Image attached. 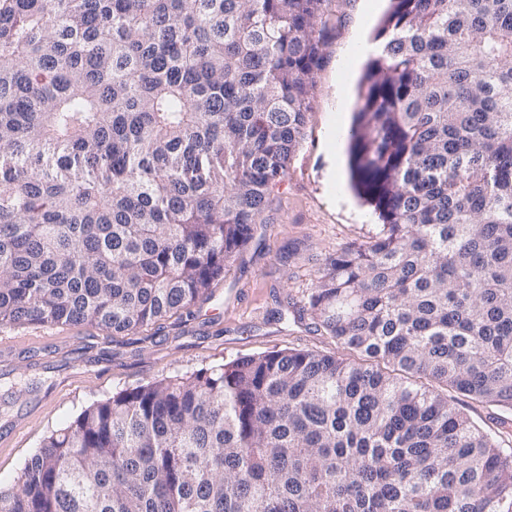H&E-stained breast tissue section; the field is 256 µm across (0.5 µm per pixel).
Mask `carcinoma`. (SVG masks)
Returning a JSON list of instances; mask_svg holds the SVG:
<instances>
[{
    "label": "carcinoma",
    "mask_w": 512,
    "mask_h": 512,
    "mask_svg": "<svg viewBox=\"0 0 512 512\" xmlns=\"http://www.w3.org/2000/svg\"><path fill=\"white\" fill-rule=\"evenodd\" d=\"M350 130L382 221L279 350L122 390L0 512H512V0H391ZM329 0H0V326L180 320L249 241L307 122ZM36 153L37 152H33L29 156L14 160L12 164L19 170L35 171L50 177H56L60 174V169L58 168L55 158L44 153L38 160ZM457 400L458 406L463 408L471 417L483 424L486 429L491 430L492 432L497 431L495 417H499V411L488 408L463 396H458Z\"/></svg>",
    "instance_id": "cac0c4a2"
}]
</instances>
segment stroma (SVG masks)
<instances>
[{
	"instance_id": "obj_1",
	"label": "stroma",
	"mask_w": 512,
	"mask_h": 512,
	"mask_svg": "<svg viewBox=\"0 0 512 512\" xmlns=\"http://www.w3.org/2000/svg\"><path fill=\"white\" fill-rule=\"evenodd\" d=\"M389 7L390 0H342L285 177L232 270L190 316L132 336L91 326L0 327V336L17 339L0 349V488L13 485L46 436L119 391L266 351L340 355L299 312L327 259L382 228L352 184L336 188L330 172L349 170V134L365 68L354 44L361 36L376 41Z\"/></svg>"
}]
</instances>
